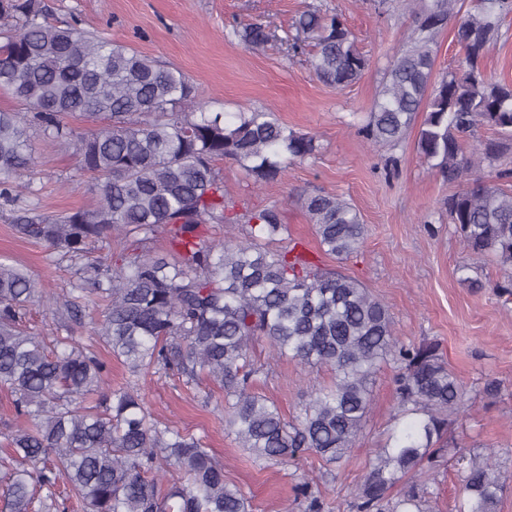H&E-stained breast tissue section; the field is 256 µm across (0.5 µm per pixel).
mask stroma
I'll list each match as a JSON object with an SVG mask.
<instances>
[{"label":"stroma","mask_w":512,"mask_h":512,"mask_svg":"<svg viewBox=\"0 0 512 512\" xmlns=\"http://www.w3.org/2000/svg\"><path fill=\"white\" fill-rule=\"evenodd\" d=\"M50 22H75L85 30L127 44L143 55L182 70L197 89L186 110L206 101L228 112L273 111L290 129L313 136L315 154L288 161L280 180L256 182L235 162L221 165L227 199L236 211L277 208L288 234L280 249L302 243L322 267H341L371 290L391 311L395 334L404 344L435 342L449 369L465 385L460 411L451 416L447 437L475 454L493 453L512 473V296L496 290L511 272L492 258L466 252L443 202L453 187L416 150V131L395 146L376 145L360 129L366 123L390 60L405 45L416 18L404 0H44ZM310 7L341 15L360 52L369 60L362 77L344 89L316 78L303 52L290 44L293 21ZM267 25L274 39L250 49L232 39L233 28ZM36 158L39 206L60 215L93 205L97 182L80 173L72 153L61 151L37 128L30 131ZM324 191L344 197L361 214L365 240L344 264L325 255L297 203L300 194ZM0 258L23 268L43 289L44 301L30 306L28 330L52 336L63 325L49 302L69 287L44 242L25 238L10 209H0ZM483 286L462 284L458 268ZM98 314L86 309L71 334L107 366L112 387L134 386L153 416L201 438L224 465V478L238 486L251 512H303L295 487L310 481L323 494L325 512H349L365 465L394 425L399 411L394 364H384L373 384V403L363 430L340 468L305 456L294 465L261 461L240 448L224 427V394L207 377L188 384L161 375L134 376L93 333ZM501 384L497 397L482 393L486 381ZM330 381L323 368L287 358L257 382V392L286 415L299 412L315 389ZM455 457L442 455L436 468L417 479L433 512H455L461 480Z\"/></svg>","instance_id":"1"}]
</instances>
